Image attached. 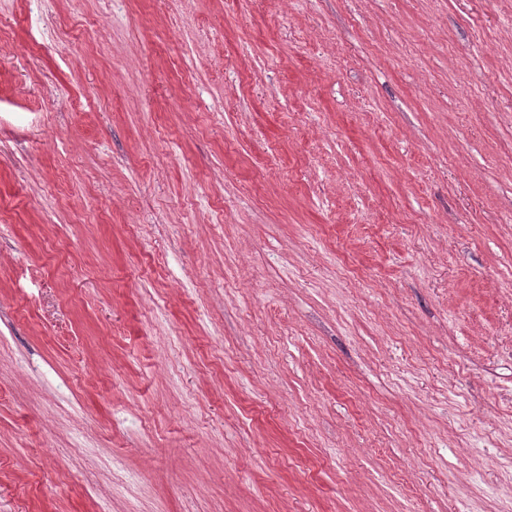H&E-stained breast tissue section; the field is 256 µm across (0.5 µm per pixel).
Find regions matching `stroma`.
Returning <instances> with one entry per match:
<instances>
[{
	"label": "stroma",
	"instance_id": "1",
	"mask_svg": "<svg viewBox=\"0 0 512 512\" xmlns=\"http://www.w3.org/2000/svg\"><path fill=\"white\" fill-rule=\"evenodd\" d=\"M0 41V512H512V0Z\"/></svg>",
	"mask_w": 512,
	"mask_h": 512
}]
</instances>
